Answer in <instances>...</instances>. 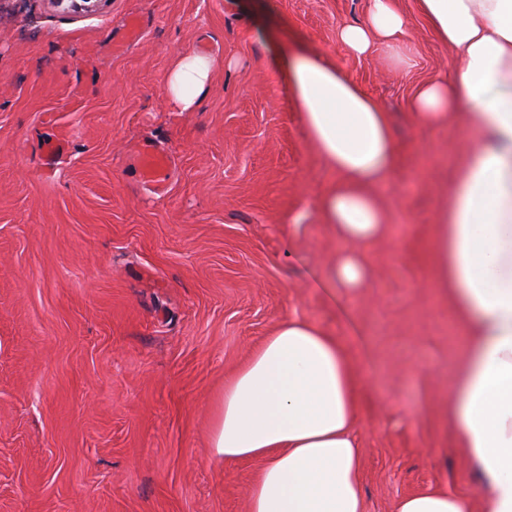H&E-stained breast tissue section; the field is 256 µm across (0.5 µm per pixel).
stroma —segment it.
Returning <instances> with one entry per match:
<instances>
[{
    "label": "stroma",
    "mask_w": 512,
    "mask_h": 512,
    "mask_svg": "<svg viewBox=\"0 0 512 512\" xmlns=\"http://www.w3.org/2000/svg\"><path fill=\"white\" fill-rule=\"evenodd\" d=\"M394 5L407 65L338 42L368 0H0V512H247L260 465L213 457L216 397L289 318L336 337L354 370L364 512L430 488L479 502L446 422L464 335L429 286L467 132L418 123L415 93L453 53L419 0ZM299 42L395 135L355 291L333 283L344 245L320 213L338 176L273 62ZM203 44L221 67L178 111L166 74ZM144 144L172 153L164 193L133 166Z\"/></svg>",
    "instance_id": "35a3bbf8"
}]
</instances>
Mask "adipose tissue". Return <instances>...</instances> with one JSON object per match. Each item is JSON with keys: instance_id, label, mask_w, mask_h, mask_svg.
Wrapping results in <instances>:
<instances>
[{"instance_id": "1", "label": "adipose tissue", "mask_w": 512, "mask_h": 512, "mask_svg": "<svg viewBox=\"0 0 512 512\" xmlns=\"http://www.w3.org/2000/svg\"><path fill=\"white\" fill-rule=\"evenodd\" d=\"M419 7L454 65L419 88L416 115L436 124L457 118L468 130L429 244L434 284L468 335L448 425L483 485V512H512V0ZM404 33L393 0H371L366 23L343 25L337 40L354 55L380 47L407 64L413 48ZM279 58L309 143L339 177L321 202L346 245L333 276L359 288L369 274L359 248L385 221L376 189L397 162L388 116L322 55L296 46ZM216 66L206 53L180 55L166 76L173 105L192 111ZM210 448L227 462L262 461L248 512H364L353 371L336 339L309 322L280 324L225 384ZM398 512L472 509L429 490L404 498Z\"/></svg>"}]
</instances>
